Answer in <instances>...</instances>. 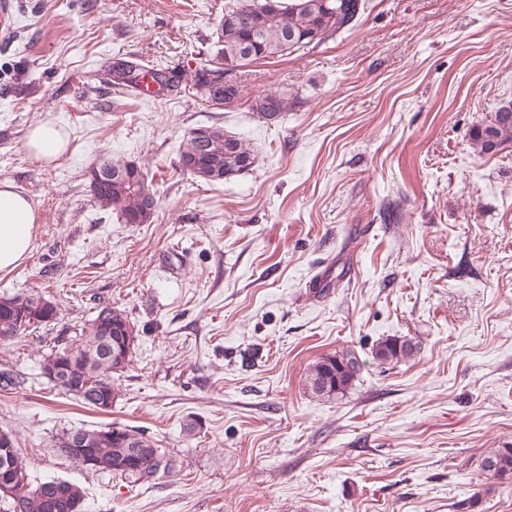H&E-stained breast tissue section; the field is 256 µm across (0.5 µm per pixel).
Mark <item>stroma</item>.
Here are the masks:
<instances>
[{"instance_id": "35a3bbf8", "label": "stroma", "mask_w": 512, "mask_h": 512, "mask_svg": "<svg viewBox=\"0 0 512 512\" xmlns=\"http://www.w3.org/2000/svg\"><path fill=\"white\" fill-rule=\"evenodd\" d=\"M0 44V181L37 213L30 256L0 295L39 293L56 319L0 342V389L32 480L82 487L86 512H512V479L483 480L512 447V145L481 154L470 132L512 100V0H366L347 29L243 68L232 103L118 95L106 64L136 56L191 80L227 0H18ZM288 90L267 125L250 108ZM69 146L37 159L28 130ZM250 143L253 166L206 183L178 155L192 128ZM149 172L158 204L125 224L85 172L102 151ZM138 341L111 410L40 374L100 307ZM413 359L384 365L378 341ZM362 364L344 397L304 386L319 357ZM200 425L188 435V420ZM131 427L173 474L134 483L85 470L51 441L70 428ZM27 138L30 151L39 159L47 162L56 160L63 155L69 145L67 135L48 123L34 127ZM417 345L406 337L386 338L376 347L374 357L381 364H398L412 358ZM479 470L488 481L512 475V447L489 449L480 460Z\"/></svg>"}]
</instances>
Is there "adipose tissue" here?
Returning a JSON list of instances; mask_svg holds the SVG:
<instances>
[{"label": "adipose tissue", "mask_w": 512, "mask_h": 512, "mask_svg": "<svg viewBox=\"0 0 512 512\" xmlns=\"http://www.w3.org/2000/svg\"><path fill=\"white\" fill-rule=\"evenodd\" d=\"M34 208L9 181H0V271L19 265L30 249Z\"/></svg>", "instance_id": "adipose-tissue-1"}]
</instances>
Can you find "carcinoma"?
Masks as SVG:
<instances>
[{"instance_id":"1","label":"carcinoma","mask_w":512,"mask_h":512,"mask_svg":"<svg viewBox=\"0 0 512 512\" xmlns=\"http://www.w3.org/2000/svg\"><path fill=\"white\" fill-rule=\"evenodd\" d=\"M255 0H234L224 7V17L208 48L209 64H220L232 73L257 60L288 55L312 44H321L329 37L350 27L364 8L362 0H272L261 11L252 9ZM320 35L317 41L310 40ZM144 69L138 58L112 62V85L116 90L127 87L119 81L126 71ZM210 69L197 73L195 86L200 96L214 105L230 103L239 94L238 86L225 88L218 98L208 88ZM288 92L259 95L253 99L252 111L265 123L279 121L288 111ZM213 147L206 155L198 153L194 134H189L179 155L182 170L194 177L214 182L196 164L208 157L222 162L224 179L230 180L255 162L250 145L242 139L212 127ZM472 138L482 154H494L512 143V102L498 108L492 118L472 131ZM87 180L96 183L91 195L99 208L116 212L126 224H148L153 213L146 208L156 204L155 193L148 184V174L134 161L114 159L109 153L99 156L86 171ZM15 310L26 309L41 300L39 294L6 295ZM130 325L123 310L110 305L99 309L91 320L87 334L71 343H58L50 354L64 363L66 381L60 391L78 397L89 407L97 408L95 400L121 397L118 380L130 364L135 345L125 344L118 330ZM40 322L18 323L12 315L0 312V341L10 342L34 332ZM126 346L121 362L112 360V349ZM417 345L406 337H392L380 342L374 357L382 364H398L412 358ZM360 372V363L350 351L325 355L309 368L305 386L317 398L336 399L345 394ZM81 440L85 449L100 462L97 473L119 476L135 482L152 480L161 471L172 468L166 449L153 437L137 429L112 427L101 429H65L53 439V447L70 448ZM479 470L488 481L512 475V447L491 448L481 458ZM9 480L13 481V497L6 500V512H84L85 496L80 487L64 480L50 479L33 483L27 464L20 453L10 458Z\"/></svg>"}]
</instances>
